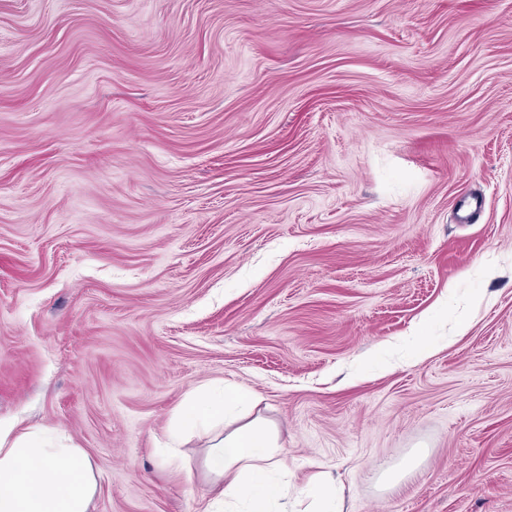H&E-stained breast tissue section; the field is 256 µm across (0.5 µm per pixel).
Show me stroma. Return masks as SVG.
<instances>
[{
	"label": "stroma",
	"mask_w": 512,
	"mask_h": 512,
	"mask_svg": "<svg viewBox=\"0 0 512 512\" xmlns=\"http://www.w3.org/2000/svg\"><path fill=\"white\" fill-rule=\"evenodd\" d=\"M219 381L341 512H512V0H0V418L202 512ZM250 402L251 399L224 392L222 385L196 390L178 408L170 437L176 443L186 430L209 432L224 420L226 413L245 408Z\"/></svg>",
	"instance_id": "1"
}]
</instances>
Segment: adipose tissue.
I'll return each mask as SVG.
<instances>
[{"instance_id":"obj_1","label":"adipose tissue","mask_w":512,"mask_h":512,"mask_svg":"<svg viewBox=\"0 0 512 512\" xmlns=\"http://www.w3.org/2000/svg\"><path fill=\"white\" fill-rule=\"evenodd\" d=\"M247 399L211 386L181 403L172 441L184 431L209 433L205 468L214 502L244 503L246 512H274L288 500V484L276 479L278 436L264 421H249L229 433L215 432L226 413ZM97 476L82 449L57 428L0 422V512H89Z\"/></svg>"}]
</instances>
